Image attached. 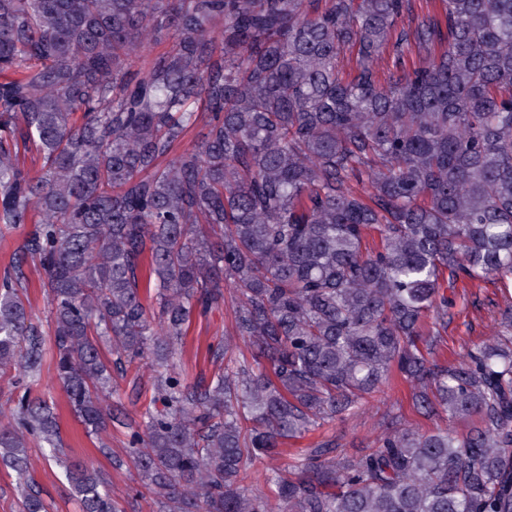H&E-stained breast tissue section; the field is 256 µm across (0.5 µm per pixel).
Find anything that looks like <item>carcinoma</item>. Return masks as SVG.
Wrapping results in <instances>:
<instances>
[{
  "mask_svg": "<svg viewBox=\"0 0 512 512\" xmlns=\"http://www.w3.org/2000/svg\"><path fill=\"white\" fill-rule=\"evenodd\" d=\"M439 4L0 0V224L34 225L51 306L46 337L14 258L0 465L20 512H51L32 443L58 452L81 512H123L32 392L49 348L96 451L132 463L157 512H512V316L440 354L448 291L512 277V0ZM203 112L204 140L178 152ZM226 293L233 334L190 385L191 324ZM143 369L142 422L104 410L112 373ZM395 384L414 418L343 453L329 425ZM309 434L250 493L247 462Z\"/></svg>",
  "mask_w": 512,
  "mask_h": 512,
  "instance_id": "cac0c4a2",
  "label": "carcinoma"
}]
</instances>
